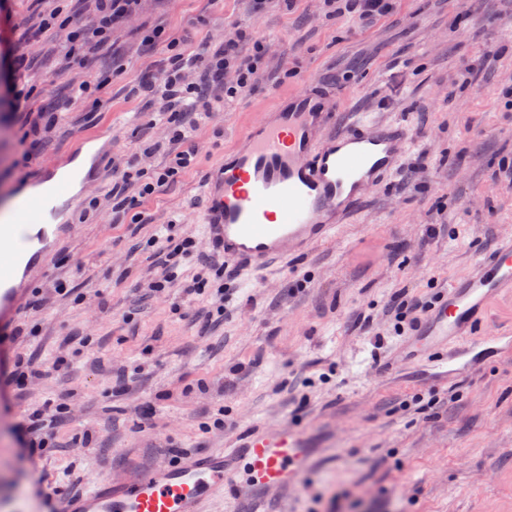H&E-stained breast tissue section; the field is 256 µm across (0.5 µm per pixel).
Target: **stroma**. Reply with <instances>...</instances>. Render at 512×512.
I'll list each match as a JSON object with an SVG mask.
<instances>
[{"mask_svg":"<svg viewBox=\"0 0 512 512\" xmlns=\"http://www.w3.org/2000/svg\"><path fill=\"white\" fill-rule=\"evenodd\" d=\"M93 7L0 0V213L47 165L107 145L29 281L17 340L0 345V512H41V490L62 500L98 477L227 448L251 423L299 431L311 448L298 484L269 489L252 512H512V353L435 379L430 353L397 364L410 329L390 311L401 292L433 302L512 234V0H394L362 27L326 16L322 0H140L80 71L110 77L106 92L75 101L59 68L67 32L42 24ZM235 35L245 54L266 45L252 88L200 119L190 169L145 197L130 180L114 223V170L162 165L173 149L141 85L171 51ZM13 51L26 54L15 74ZM300 90L323 99L326 136L359 111L407 125L393 172L304 256L221 276L196 259L167 269L184 238L209 253L206 178L251 121ZM44 109L56 112L41 122L48 149L22 157ZM200 276L205 293L187 296ZM23 360L71 369L6 384ZM58 399L64 421L30 449L24 417Z\"/></svg>","mask_w":512,"mask_h":512,"instance_id":"stroma-1","label":"stroma"}]
</instances>
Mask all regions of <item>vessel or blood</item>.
<instances>
[{
	"mask_svg": "<svg viewBox=\"0 0 512 512\" xmlns=\"http://www.w3.org/2000/svg\"><path fill=\"white\" fill-rule=\"evenodd\" d=\"M326 122L320 96L300 91L279 111L252 121L218 170L205 183L203 222L215 251L240 266L264 267L275 258L308 252L328 239L367 190L390 174L409 141L400 123L354 120L340 133L322 136ZM64 207L61 191L40 194L30 205L43 225L57 231ZM13 227L0 225V313L19 314L24 294L12 279L19 259L39 263L42 249L18 253ZM512 293V238L503 240L473 270L452 280L412 338L406 356L422 349L435 367L457 375L472 362L512 350V336L488 332L490 302ZM307 445L297 431L268 433L253 425L233 447L199 452L158 467L140 468L132 481L95 480L92 490L46 512H204L207 501L242 496L263 499L270 487L293 488L306 463Z\"/></svg>",
	"mask_w": 512,
	"mask_h": 512,
	"instance_id": "vessel-or-blood-1",
	"label": "vessel or blood"
}]
</instances>
